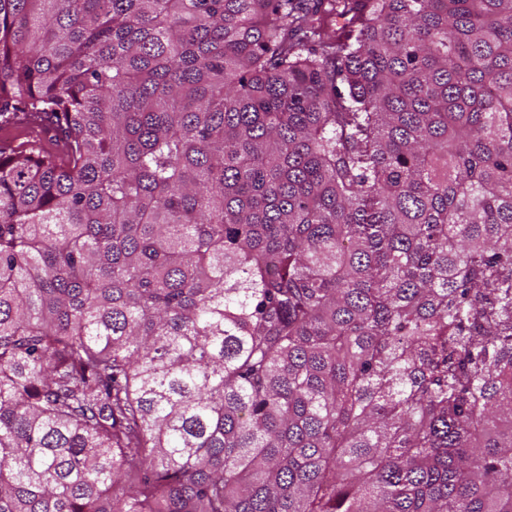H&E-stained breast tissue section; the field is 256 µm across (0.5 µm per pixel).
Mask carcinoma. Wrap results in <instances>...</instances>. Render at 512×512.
I'll use <instances>...</instances> for the list:
<instances>
[{
  "instance_id": "1",
  "label": "carcinoma",
  "mask_w": 512,
  "mask_h": 512,
  "mask_svg": "<svg viewBox=\"0 0 512 512\" xmlns=\"http://www.w3.org/2000/svg\"><path fill=\"white\" fill-rule=\"evenodd\" d=\"M0 512H512V0H0Z\"/></svg>"
}]
</instances>
